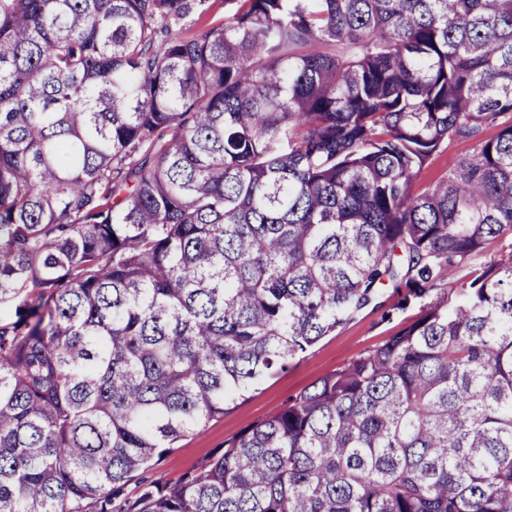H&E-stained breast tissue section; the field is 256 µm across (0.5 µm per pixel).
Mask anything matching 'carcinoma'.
I'll use <instances>...</instances> for the list:
<instances>
[{
  "label": "carcinoma",
  "mask_w": 512,
  "mask_h": 512,
  "mask_svg": "<svg viewBox=\"0 0 512 512\" xmlns=\"http://www.w3.org/2000/svg\"><path fill=\"white\" fill-rule=\"evenodd\" d=\"M224 6L0 0V512H114L381 284L512 236V0ZM469 289L123 512H512V255ZM472 141L455 140L448 144V147L441 148L433 155L429 164L416 178L412 189L420 193L428 188L435 181L446 175L448 160L452 157H459L468 154L472 149Z\"/></svg>",
  "instance_id": "1"
}]
</instances>
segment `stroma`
<instances>
[{"mask_svg":"<svg viewBox=\"0 0 512 512\" xmlns=\"http://www.w3.org/2000/svg\"><path fill=\"white\" fill-rule=\"evenodd\" d=\"M511 253L512 239L494 240L482 254L457 268L454 287L437 289L419 298L409 297L404 287L391 283L381 286L376 301L353 312L333 334L228 406L223 415L193 430L177 448L138 472L127 486V495H134L140 485L169 484L198 471L249 427L277 414L305 388L382 344L414 322L429 306L438 302L451 309L462 303L473 272Z\"/></svg>","mask_w":512,"mask_h":512,"instance_id":"35a3bbf8","label":"stroma"}]
</instances>
